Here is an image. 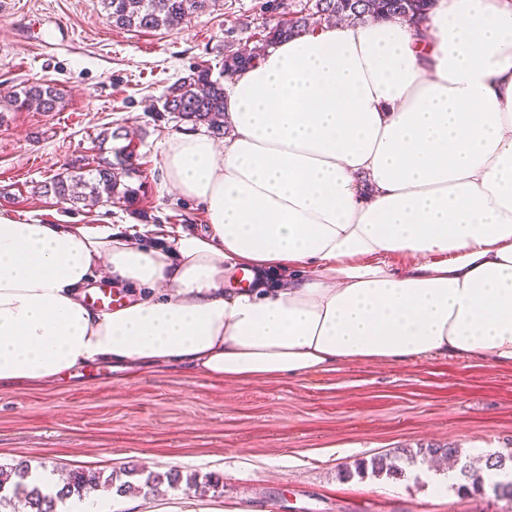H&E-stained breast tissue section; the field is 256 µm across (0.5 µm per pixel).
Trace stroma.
<instances>
[{
	"mask_svg": "<svg viewBox=\"0 0 512 512\" xmlns=\"http://www.w3.org/2000/svg\"><path fill=\"white\" fill-rule=\"evenodd\" d=\"M263 0H218L174 30L113 28L101 0H11L0 15V95L51 81L65 99L55 112L0 113V214L46 224H127L205 230L204 205L163 185L168 137L183 123L156 113L168 85L203 65L222 79L227 49L254 43ZM73 38L34 44L50 22ZM133 133L137 188L129 205L75 206L39 187L75 157L110 153L98 135ZM512 448V367L476 357L433 356L379 365L350 362L303 378L228 384L182 366L148 371L111 364L76 368L40 386H0V466L103 472L138 465L217 488H166L125 497L124 512H149L180 497L245 512H421L425 483L412 476L419 449ZM349 447L340 458L337 448ZM400 448L414 452L402 475H356L358 462Z\"/></svg>",
	"mask_w": 512,
	"mask_h": 512,
	"instance_id": "1",
	"label": "stroma"
}]
</instances>
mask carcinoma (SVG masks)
<instances>
[{"instance_id": "cac0c4a2", "label": "carcinoma", "mask_w": 512, "mask_h": 512, "mask_svg": "<svg viewBox=\"0 0 512 512\" xmlns=\"http://www.w3.org/2000/svg\"><path fill=\"white\" fill-rule=\"evenodd\" d=\"M112 27L126 31L175 29L193 14L209 11L216 0H101ZM435 0H266L264 10L269 20L263 22V36L254 45L240 46L224 55V77L233 76L247 65L258 62L281 39L310 30L314 25H334L347 22L364 24L369 20L398 19L419 23L426 18ZM63 101L62 92L51 83L35 82L13 90L4 97L10 109L34 108L54 112ZM162 114L173 115L180 121L197 127L207 125L220 129L224 124V88L211 78L210 69L195 67L166 87L162 96ZM101 141L125 140L127 144L113 148V158L100 157L96 164L77 159L51 180L40 186L41 193L52 195L73 205L94 206L100 202L124 203L136 195V189L125 182L135 173L134 147L129 134L117 128L100 132ZM400 454H385L358 467V473L371 470L375 475L396 476L402 473ZM29 466L21 461L9 470L0 468V501L15 500L24 512H57L66 500L82 499L99 487H116L121 495H148L162 485L179 487L182 476L177 471L165 474L125 466L105 475L101 471L76 467L67 482L53 497H48L33 485L24 482ZM189 489L197 487V478L185 479Z\"/></svg>"}]
</instances>
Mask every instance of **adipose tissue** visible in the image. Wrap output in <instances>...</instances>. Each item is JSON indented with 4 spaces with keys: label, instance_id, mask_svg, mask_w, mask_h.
Listing matches in <instances>:
<instances>
[{
    "label": "adipose tissue",
    "instance_id": "obj_1",
    "mask_svg": "<svg viewBox=\"0 0 512 512\" xmlns=\"http://www.w3.org/2000/svg\"><path fill=\"white\" fill-rule=\"evenodd\" d=\"M224 111L223 144L179 131L161 163L203 232L147 247L0 215V384L92 361L227 382L438 355L512 367V0L292 36L225 84ZM237 265L254 287H225ZM100 268L134 298L86 303Z\"/></svg>",
    "mask_w": 512,
    "mask_h": 512
}]
</instances>
